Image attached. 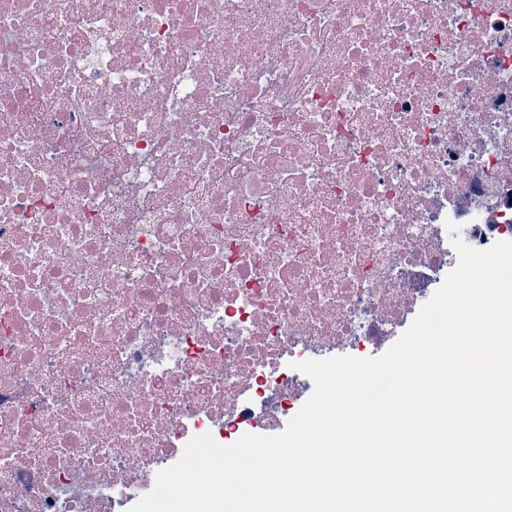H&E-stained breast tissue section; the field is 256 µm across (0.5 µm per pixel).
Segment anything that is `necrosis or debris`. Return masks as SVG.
I'll use <instances>...</instances> for the list:
<instances>
[{"mask_svg": "<svg viewBox=\"0 0 512 512\" xmlns=\"http://www.w3.org/2000/svg\"><path fill=\"white\" fill-rule=\"evenodd\" d=\"M512 240V0H0V512H128Z\"/></svg>", "mask_w": 512, "mask_h": 512, "instance_id": "1", "label": "necrosis or debris"}]
</instances>
